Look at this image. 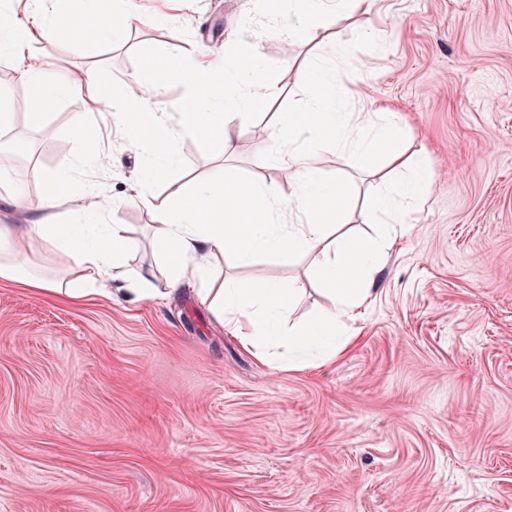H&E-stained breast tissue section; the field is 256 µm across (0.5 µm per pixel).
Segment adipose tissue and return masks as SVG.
Wrapping results in <instances>:
<instances>
[{"instance_id": "ef3b65f1", "label": "adipose tissue", "mask_w": 512, "mask_h": 512, "mask_svg": "<svg viewBox=\"0 0 512 512\" xmlns=\"http://www.w3.org/2000/svg\"><path fill=\"white\" fill-rule=\"evenodd\" d=\"M256 0V12L267 20L269 33L289 39H311L326 30L331 16L366 15L372 0ZM139 16L133 0H50L37 27L42 38H66L78 47L121 38ZM30 31L6 0H0V52L12 53L19 76L34 94L37 106L46 107L64 96L93 86L94 76L77 83L44 62H32L26 52ZM300 84L311 91L304 108L281 113L275 125L284 149L271 155V166L284 170L292 184L288 198L273 185L252 181L245 189L257 219L238 203V192L202 180L190 182L169 197L157 199L154 183L181 165L177 140L188 135L208 152L221 157L236 149L235 134L246 117L264 111L279 95L277 85L258 65L255 44H225L224 56L203 68L195 54L181 56L172 81L187 93L176 115H169L162 100L164 86L154 68L145 67L129 87L102 101L127 141L140 149L142 172L137 203L154 215L153 243L167 264L171 288L195 286L198 301L220 324L239 332L245 346H260L270 362L284 366L309 351L323 358L336 353V338L369 295L368 283L380 259L397 235L400 214L423 202L436 173L429 161L404 160L405 137L399 113L367 107L347 109L339 99L336 76L320 61L299 68ZM304 146H296L298 133ZM328 145L349 152L360 163L379 157L402 167V175L379 185L371 207L385 225L378 237L361 241L334 235L340 206L350 195L347 185L329 179L319 166ZM71 190L68 172L40 175L37 198L16 193V207H34L39 216L30 224H0V279L16 281L39 295H60L74 303L105 294L108 286L138 299L153 297L146 277L132 273L128 259L138 248L124 225L111 224V206L102 187L85 185V206L75 220L60 221L56 213ZM333 247L315 270L333 307L301 324H291L299 289L267 280L242 285L222 278L215 263L227 258L239 266L266 257L281 264L314 250L323 240ZM70 259L65 276L44 274L48 255Z\"/></svg>"}]
</instances>
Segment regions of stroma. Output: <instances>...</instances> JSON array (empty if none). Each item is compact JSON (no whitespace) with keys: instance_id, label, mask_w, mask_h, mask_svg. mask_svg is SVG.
<instances>
[{"instance_id":"stroma-1","label":"stroma","mask_w":512,"mask_h":512,"mask_svg":"<svg viewBox=\"0 0 512 512\" xmlns=\"http://www.w3.org/2000/svg\"><path fill=\"white\" fill-rule=\"evenodd\" d=\"M135 4L145 21L121 40L27 45L65 74L96 72L94 92L35 110L0 53L8 138L27 148L20 165L0 154L13 180L71 166L81 151L71 118L128 84L142 58L171 64L192 51L208 65L230 41L258 43L280 95L238 128L234 154L183 138L182 166L156 196L218 172L289 196L268 130L306 101L297 70L314 57L350 103L400 112L437 178L425 207L404 214L349 342L326 363L262 362L188 288L159 304H74L0 280V512H512V0H374L370 17H338L291 43L265 33L253 0ZM140 164L113 131L72 191L103 183L109 223L139 242L130 268L162 290L153 214L132 201ZM320 165L356 188L340 232L375 236L368 196L387 167L362 171L331 148ZM316 260L261 258L224 274L299 283L303 322L330 305Z\"/></svg>"}]
</instances>
